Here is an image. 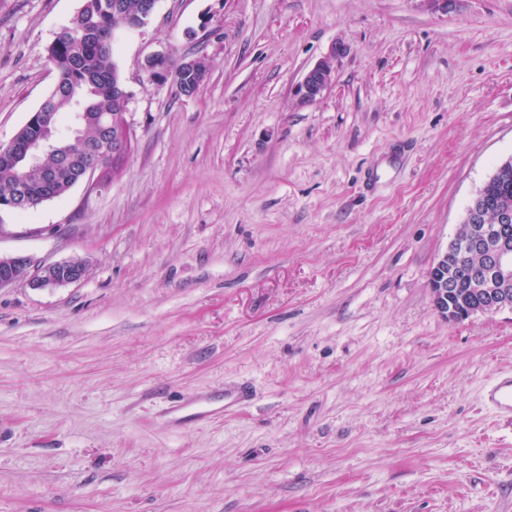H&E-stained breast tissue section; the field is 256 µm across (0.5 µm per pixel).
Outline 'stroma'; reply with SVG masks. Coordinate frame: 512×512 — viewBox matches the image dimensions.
Instances as JSON below:
<instances>
[{"mask_svg":"<svg viewBox=\"0 0 512 512\" xmlns=\"http://www.w3.org/2000/svg\"><path fill=\"white\" fill-rule=\"evenodd\" d=\"M82 5L0 0V143ZM158 53L205 80H153ZM113 61L121 172L0 209V254L87 264L0 290V512H512L483 404L512 310L451 322L428 285L512 157V0H157ZM346 50L344 44L335 43L328 58L319 61L308 70L297 91L303 102H313L323 94L332 80V60L343 56ZM167 59L165 55L155 54L149 57L146 61V69L151 77L158 80H165L171 73L179 78H186L193 83L197 88L204 81L207 74V66L201 58H194L189 60H182L180 65L175 69H170L167 66ZM157 65V67H155ZM196 88V90H197Z\"/></svg>","mask_w":512,"mask_h":512,"instance_id":"35a3bbf8","label":"stroma"}]
</instances>
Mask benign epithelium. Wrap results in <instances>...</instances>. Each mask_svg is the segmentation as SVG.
<instances>
[{"instance_id": "benign-epithelium-1", "label": "benign epithelium", "mask_w": 512, "mask_h": 512, "mask_svg": "<svg viewBox=\"0 0 512 512\" xmlns=\"http://www.w3.org/2000/svg\"><path fill=\"white\" fill-rule=\"evenodd\" d=\"M132 24L124 18L123 8L112 2V32L127 30ZM346 47L342 43L332 46L328 58L316 63L305 74L299 84L298 94L302 101L313 102L327 89L332 80V61L343 56ZM146 69L150 76L164 80L173 74L186 78L200 86L207 74V66L201 58L181 61L176 69L167 66V57L155 54L147 59ZM132 133L125 120V111L112 114V131L85 145L82 152L61 156V166L45 169L42 176L47 183L56 181L70 165L76 164L81 171L80 180H92L104 170L100 163L103 156L123 159L131 148ZM56 150L50 131L24 143L12 138L7 144H0V160L13 166L18 178V187L24 188L28 171L39 165L41 157L48 151ZM494 224H485L484 208L475 205L465 212L463 221L448 248L438 254L428 275L433 304L437 312L449 321H460L477 314L496 313L512 309V204L504 200L495 210ZM477 257L475 265L461 266L464 277L471 283L473 292L481 303L462 308L451 300L452 284L448 283V258L461 259ZM87 273L85 262L71 259L61 262L37 265L24 254L0 255V289L20 283L34 288H56L84 279Z\"/></svg>"}]
</instances>
